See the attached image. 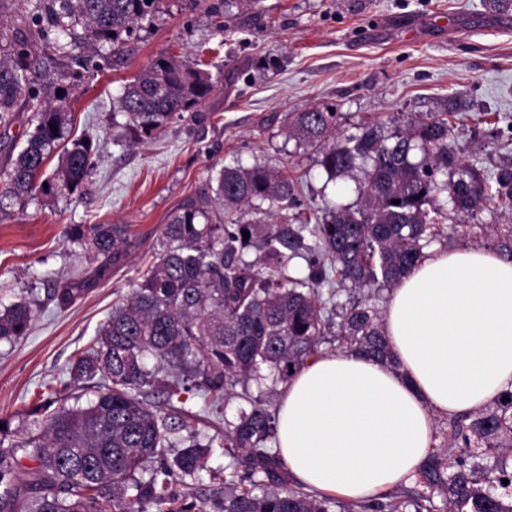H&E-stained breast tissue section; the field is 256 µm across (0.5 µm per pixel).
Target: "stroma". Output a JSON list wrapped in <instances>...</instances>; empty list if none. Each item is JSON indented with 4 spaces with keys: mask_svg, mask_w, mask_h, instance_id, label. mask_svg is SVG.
Segmentation results:
<instances>
[{
    "mask_svg": "<svg viewBox=\"0 0 512 512\" xmlns=\"http://www.w3.org/2000/svg\"><path fill=\"white\" fill-rule=\"evenodd\" d=\"M35 0H0V58L31 24ZM512 9L494 11L484 0H165L162 12L135 27L122 58L110 47L88 51L81 40L63 50L31 47L33 87L43 99L65 93L74 115L68 139L92 138L99 160L85 189L70 196L6 195L4 173L36 124L19 102L0 126V303L30 302L27 336L0 344V418L9 419L7 444L20 445L35 424L31 408L43 385L69 381L75 352L87 346L112 305L129 295L157 257L159 235L172 211L204 191L210 177L233 160L280 168L298 180L301 198L315 208L355 203L352 180L327 182L312 150L286 135L288 115L333 106L339 133L366 123L398 129V116L436 111L460 97L453 138L464 162L493 170L512 160ZM210 46L212 94L163 131L130 146L124 117L112 100L160 54L194 55ZM68 224H128L136 245L110 274L97 280V258L62 236ZM447 246L490 248L491 231L512 224V212L487 204L467 219ZM88 288L62 308L51 290L63 281ZM180 399L192 414L183 430L214 435L233 421L242 399L224 400L217 416L199 420L201 396Z\"/></svg>",
    "mask_w": 512,
    "mask_h": 512,
    "instance_id": "stroma-1",
    "label": "stroma"
}]
</instances>
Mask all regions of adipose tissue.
<instances>
[{
  "label": "adipose tissue",
  "instance_id": "adipose-tissue-1",
  "mask_svg": "<svg viewBox=\"0 0 512 512\" xmlns=\"http://www.w3.org/2000/svg\"><path fill=\"white\" fill-rule=\"evenodd\" d=\"M382 324L399 369L326 352L281 394L276 449L303 488L358 501L409 482L436 448L435 416L512 390V261L433 248Z\"/></svg>",
  "mask_w": 512,
  "mask_h": 512
}]
</instances>
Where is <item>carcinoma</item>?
Segmentation results:
<instances>
[{"mask_svg":"<svg viewBox=\"0 0 512 512\" xmlns=\"http://www.w3.org/2000/svg\"><path fill=\"white\" fill-rule=\"evenodd\" d=\"M162 0H37L35 21L17 32L8 64L0 61V126L8 125L20 98L38 111V122L6 174L8 193L34 191L72 195L97 166L93 144L76 140L44 167L64 139L71 115L66 97L41 99L30 86L29 46L50 35L71 34L79 24L91 46L123 52L139 21L161 12ZM213 90L203 61L161 55L112 99V111L127 117L134 139L162 131L196 108ZM456 101L438 112L402 116L401 128L369 123L356 134L336 131V112L318 106L289 113L287 135L317 154L327 181H358L359 199L304 214L294 180L266 165H224L197 199L177 208L163 225L157 260L130 297L112 307L90 344L74 355L71 378L103 382L84 406H51L73 396L69 385L50 387L39 410L48 413L42 431L21 444L34 462L22 463L3 449L10 421L0 419V512H333L336 500L314 497L288 485L283 460L268 446L276 438L269 404L248 399L222 435L201 440L179 436L184 420L174 416L184 390L195 389L213 408L224 397L259 380L262 367L283 383L321 353L329 329L325 313L340 317L336 336L345 348L397 367L372 296L341 302L331 275L356 290L392 289L424 256L437 233L428 203L447 194L466 218L484 203L512 209V161L492 174L459 159L448 116ZM57 132H52L51 127ZM43 182H38L39 177ZM248 231L243 239L242 231ZM66 238L96 257L104 277L133 245L129 224H69ZM260 256L249 261L245 250ZM306 259L307 268L293 267ZM85 283L57 289L68 305ZM33 309L25 301L0 308V343L27 335ZM155 360L148 368L146 359ZM164 389L167 411L152 409L146 396ZM234 450L249 476L270 485L224 490L223 471L206 469L214 455ZM512 391L500 393L482 412L449 423L445 453L435 451L420 467L428 494L399 503L354 504L349 512H512ZM155 467L139 476L146 463ZM208 470L209 496L195 502L173 491L175 482ZM508 483H502V480Z\"/></svg>","mask_w":512,"mask_h":512,"instance_id":"carcinoma-1","label":"carcinoma"}]
</instances>
